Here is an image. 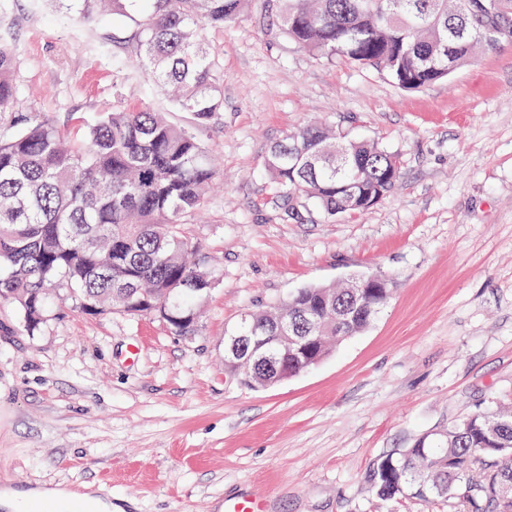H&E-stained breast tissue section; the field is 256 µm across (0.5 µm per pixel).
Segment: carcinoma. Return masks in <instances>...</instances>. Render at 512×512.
<instances>
[{
  "instance_id": "1",
  "label": "carcinoma",
  "mask_w": 512,
  "mask_h": 512,
  "mask_svg": "<svg viewBox=\"0 0 512 512\" xmlns=\"http://www.w3.org/2000/svg\"><path fill=\"white\" fill-rule=\"evenodd\" d=\"M85 22L111 15L132 30L145 76L173 93L198 123L223 110L216 64L202 37L232 21L249 0H52ZM281 33L328 61L383 72L403 89L445 79L477 50L512 43V0H272ZM263 167L279 200L312 202L330 221L362 213L400 178L397 157L379 144L307 124L271 147ZM218 169L186 127L150 109H112L68 143L49 120L23 107L16 62L0 37V298L33 331L48 316L51 289L64 287L91 315L156 314L192 336L215 281L203 268L186 221ZM149 306H141L142 300ZM377 312L335 285L301 288L268 310L244 313L235 336L281 318L315 353L364 331ZM193 318H188L189 314ZM347 316V336L336 320ZM382 500L445 496L463 512H500L512 498V412L485 408L374 464Z\"/></svg>"
}]
</instances>
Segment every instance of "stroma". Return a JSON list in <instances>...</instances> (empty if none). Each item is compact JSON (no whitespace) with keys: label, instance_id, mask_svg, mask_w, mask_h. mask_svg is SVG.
I'll use <instances>...</instances> for the list:
<instances>
[{"label":"stroma","instance_id":"35a3bbf8","mask_svg":"<svg viewBox=\"0 0 512 512\" xmlns=\"http://www.w3.org/2000/svg\"><path fill=\"white\" fill-rule=\"evenodd\" d=\"M4 36L19 97L78 139L112 107L168 113L219 178L189 230L215 285L194 335L90 316L61 290L36 330L0 300V488L91 487L112 512H461L380 500L374 463L486 405L512 406V45L405 90L279 36L268 0L203 32L224 109L197 123L139 72L128 30L20 0ZM323 122L380 143L396 189L362 213L288 217L269 148ZM386 276L388 307L318 365L252 389L224 370L244 312L300 288Z\"/></svg>","mask_w":512,"mask_h":512}]
</instances>
